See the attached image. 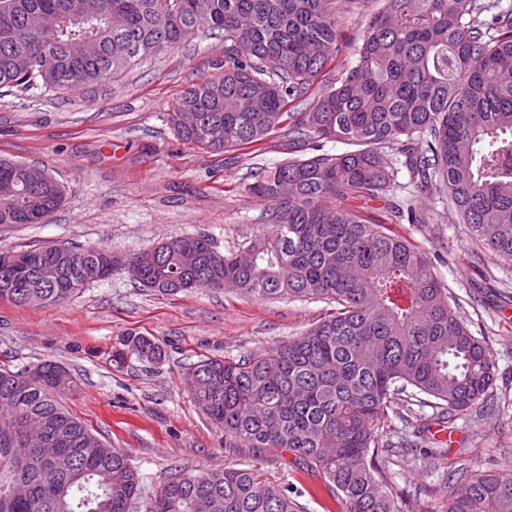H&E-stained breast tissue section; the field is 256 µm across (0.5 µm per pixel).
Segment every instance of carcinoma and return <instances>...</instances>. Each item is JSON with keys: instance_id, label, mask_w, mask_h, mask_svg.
<instances>
[{"instance_id": "obj_1", "label": "carcinoma", "mask_w": 512, "mask_h": 512, "mask_svg": "<svg viewBox=\"0 0 512 512\" xmlns=\"http://www.w3.org/2000/svg\"><path fill=\"white\" fill-rule=\"evenodd\" d=\"M355 0H0V89L71 91L206 30L224 39V70L191 84L168 121L185 144L229 152L286 133L313 143L264 170L248 192L270 204L242 247L219 254L191 233L129 254L131 278L175 295L226 287L332 306L300 336L261 353L196 362L193 399L244 461L172 476L151 496L127 451L70 414L56 394L74 380L46 360L0 369V512H305V490L258 478L249 458L281 448L343 512H512V473L472 472L450 458L442 500L403 498L376 464L426 442L430 424L382 433L396 397L430 399L435 420L487 418L495 381L475 336L428 256L348 201L400 187L443 189L475 243L512 257V7L479 0H371L347 67L343 4ZM94 39L102 53L87 58ZM37 60L30 72L21 57ZM338 76H333V72ZM197 112L194 128L180 113ZM224 128L212 143L208 129ZM353 149L330 154L321 144ZM62 185L0 159V224H44ZM422 219L411 197L397 209ZM198 253L195 266L181 257ZM96 247L62 256L23 246L0 259V299L66 302L109 277ZM151 364L165 353L130 336L113 357Z\"/></svg>"}]
</instances>
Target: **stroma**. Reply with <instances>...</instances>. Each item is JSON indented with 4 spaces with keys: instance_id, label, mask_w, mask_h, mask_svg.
<instances>
[{
    "instance_id": "35a3bbf8",
    "label": "stroma",
    "mask_w": 512,
    "mask_h": 512,
    "mask_svg": "<svg viewBox=\"0 0 512 512\" xmlns=\"http://www.w3.org/2000/svg\"><path fill=\"white\" fill-rule=\"evenodd\" d=\"M223 59V40L201 32L103 85L69 93L0 89V157L45 167L64 187L48 223L1 224L0 249L66 244L128 254L197 232L210 235L220 252L243 244L269 208L247 187L293 152L291 140L267 138L254 154L212 152L182 143L167 120L182 92L216 74ZM406 194L398 188L351 205L426 252L470 330L489 344L493 417L457 420L448 456L468 469L512 471V258L476 245L437 194L419 199L426 223L397 220ZM462 269L469 273L463 280ZM326 309L321 301L225 289L165 296L118 271L61 304L0 299V368L21 372L44 360L66 367L76 384L59 393L61 404L128 451L152 494L177 471L239 461L185 384L192 365L275 347L307 331ZM130 336L154 339L164 360L114 362L113 351ZM385 468L398 491L423 498L442 492V458L420 452Z\"/></svg>"
}]
</instances>
